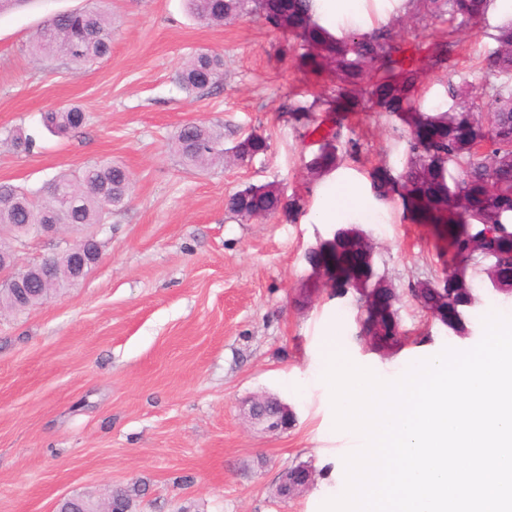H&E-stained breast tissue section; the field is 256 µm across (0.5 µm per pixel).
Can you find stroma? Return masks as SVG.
<instances>
[{"label":"stroma","mask_w":512,"mask_h":512,"mask_svg":"<svg viewBox=\"0 0 512 512\" xmlns=\"http://www.w3.org/2000/svg\"><path fill=\"white\" fill-rule=\"evenodd\" d=\"M86 3L31 0L0 14V182L36 190L106 159L131 177L88 276L45 303L0 313V512H52L68 496L100 503L137 481L145 485L138 512H319L345 488L342 451L351 444L317 379L323 336L391 379L444 348H473L483 308L512 312V296L474 278L468 335L428 326L408 285L438 276L442 258L396 199L379 204L363 230L413 339L386 356L366 348L350 295L295 307L306 251L335 231L316 219L323 183L304 166L314 139L286 108L290 93L316 97L320 80L302 78L280 52L282 33L263 20L211 27L188 15L185 0H107L112 52L97 63L75 69L32 58L28 44L44 19ZM510 22L512 0H494L484 19L458 29L459 49L424 77V110L448 108L454 91L478 96L499 84L486 58L497 27ZM201 50L223 57V76L217 90L192 99L172 77ZM67 104L86 112V124L49 133L42 113ZM187 123L223 131L228 148L255 131L271 148L249 163L188 169L172 148ZM17 130L35 137L33 152L12 145ZM342 133L360 148L337 179L366 195L372 165L401 170L408 133L399 121L352 112ZM271 182L303 200L297 222L225 213L229 194ZM260 394L292 408L287 430L265 433L244 416L243 401ZM298 464L317 470L315 483L280 502L278 477Z\"/></svg>","instance_id":"obj_1"}]
</instances>
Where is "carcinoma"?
Instances as JSON below:
<instances>
[{
	"mask_svg": "<svg viewBox=\"0 0 512 512\" xmlns=\"http://www.w3.org/2000/svg\"><path fill=\"white\" fill-rule=\"evenodd\" d=\"M492 0H416L412 16L336 36L316 18L315 0H187L189 13L211 26L232 19L257 16L267 24L288 30L292 41L285 52L299 61L305 73L331 76L330 84L312 101L291 100L288 111L303 128L317 123L316 112L385 113L408 128V149L400 172L380 164L369 173L373 196L386 201L398 195L416 224L433 227L448 244V262L441 277L420 279L425 300L438 307H456L461 315L435 320L455 336L468 335L467 311L477 297L468 279L470 266L486 263L482 271L492 287L512 295V149L489 138L502 112L512 113V23L498 27L488 63L503 81L491 87L488 98L464 96L441 112L421 110L416 93L422 74L431 65L448 61V48L458 45L456 21L480 20ZM448 16L445 40L428 45L421 63L397 58L398 38L425 37L427 17ZM112 49V18L99 7H83L50 15L29 44L32 55L57 57L75 66L94 63ZM223 58L209 51L192 55L173 77L188 96L218 84ZM81 108L70 106L42 113L43 125L66 133L83 126ZM341 121L322 137L317 151L306 162L311 179L318 180L339 169L345 158L358 153L357 142H340ZM174 148L182 163L205 168L224 162V133L195 125L182 126L174 136ZM268 138L251 132L231 148L233 156L249 163L268 152ZM130 174L119 164L94 162L78 173L53 178L38 191L0 182V224H104L112 210L129 196ZM300 199L287 196L280 185H250L229 195L227 213L252 219L255 211L282 214L292 221L301 212ZM370 239L354 227H342L333 240H324L305 253L313 276L341 275L340 292L354 286L367 291L392 284L365 261Z\"/></svg>",
	"mask_w": 512,
	"mask_h": 512,
	"instance_id": "carcinoma-1",
	"label": "carcinoma"
}]
</instances>
